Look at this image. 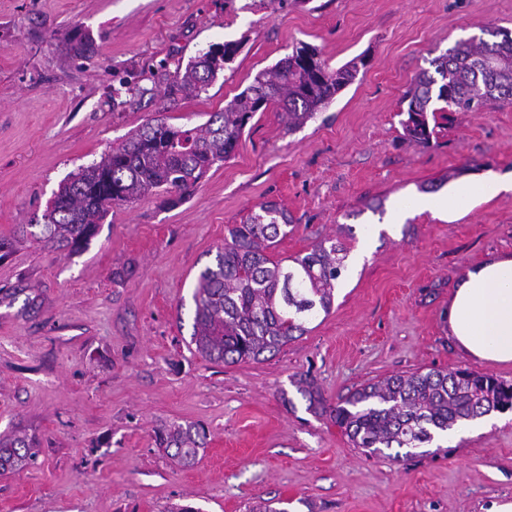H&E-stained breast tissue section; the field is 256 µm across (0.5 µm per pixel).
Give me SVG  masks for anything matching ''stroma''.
Wrapping results in <instances>:
<instances>
[{
  "label": "stroma",
  "mask_w": 512,
  "mask_h": 512,
  "mask_svg": "<svg viewBox=\"0 0 512 512\" xmlns=\"http://www.w3.org/2000/svg\"><path fill=\"white\" fill-rule=\"evenodd\" d=\"M512 30V0H0V237L34 223L59 185L129 132L210 113L291 52L333 68L362 56L353 84L300 128L256 113L232 156L189 195L113 206L76 254L30 241L0 260V434L38 457L0 475V512H490L512 501V411L461 426L418 454L370 455L296 383L329 402L369 380L475 370L512 383V364L467 357L448 302L470 267L512 252V191L462 201L455 220L422 201L512 179V105L453 112L426 146L401 100L415 76L483 26ZM86 38L91 49L73 45ZM235 42L198 98L165 93L177 68ZM277 202L293 229L272 259L333 237L348 250L330 314L260 362L215 365L190 350L193 288L232 225ZM198 423L196 464L153 440Z\"/></svg>",
  "instance_id": "stroma-1"
}]
</instances>
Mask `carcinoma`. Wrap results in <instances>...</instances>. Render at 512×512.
Wrapping results in <instances>:
<instances>
[{"mask_svg": "<svg viewBox=\"0 0 512 512\" xmlns=\"http://www.w3.org/2000/svg\"><path fill=\"white\" fill-rule=\"evenodd\" d=\"M486 40H461L430 61L434 71L417 75L404 99V134L428 145L443 112H480L490 101L512 104V31L485 26ZM237 52L226 42L212 46L173 76L171 86L200 97ZM366 62L355 58L332 69L317 48L300 42L272 68L213 112L202 125L147 122L97 162L82 166L61 185L41 224H19L0 239V260L28 237L57 251L86 249L98 224L114 205L133 203L160 191L188 194L216 163L230 157L249 121L276 106L292 131L324 110L356 79ZM291 219L275 202H263L228 230L215 263L200 270L190 344L215 364L259 361L305 335L308 324L329 314L336 282L343 277L346 247L331 237L288 264L266 251L288 235ZM300 393L308 409L329 416L352 442L369 454L389 448H419L434 436L493 411L512 410V383L469 369L395 374L368 383L329 403L312 382ZM205 431L173 422L155 430L157 447L183 466L204 449ZM27 436H0V473L19 470L37 457Z\"/></svg>", "mask_w": 512, "mask_h": 512, "instance_id": "obj_1", "label": "carcinoma"}]
</instances>
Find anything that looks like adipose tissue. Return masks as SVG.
<instances>
[{
    "instance_id": "obj_1",
    "label": "adipose tissue",
    "mask_w": 512,
    "mask_h": 512,
    "mask_svg": "<svg viewBox=\"0 0 512 512\" xmlns=\"http://www.w3.org/2000/svg\"><path fill=\"white\" fill-rule=\"evenodd\" d=\"M448 334L472 359L512 363V253L465 272L448 303Z\"/></svg>"
}]
</instances>
